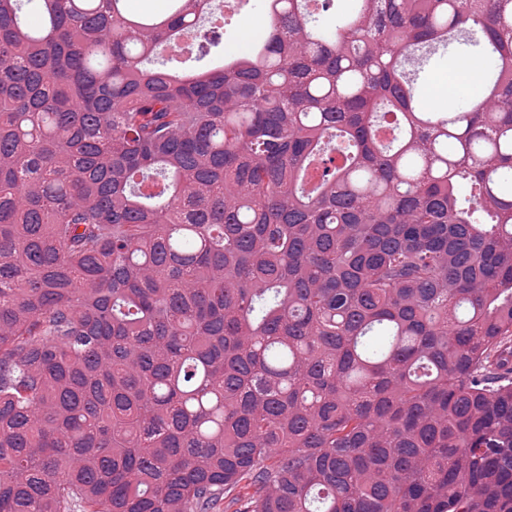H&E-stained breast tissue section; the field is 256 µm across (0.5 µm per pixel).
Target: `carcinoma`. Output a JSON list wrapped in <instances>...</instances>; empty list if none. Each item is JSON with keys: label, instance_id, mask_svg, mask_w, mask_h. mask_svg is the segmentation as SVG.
Instances as JSON below:
<instances>
[{"label": "carcinoma", "instance_id": "cac0c4a2", "mask_svg": "<svg viewBox=\"0 0 512 512\" xmlns=\"http://www.w3.org/2000/svg\"><path fill=\"white\" fill-rule=\"evenodd\" d=\"M167 2L0 0V512H512V0ZM263 0H242L239 2L238 12L231 16L224 11V26L220 29V37L217 43L211 47L210 53L200 62L187 61L186 63H177L174 60L184 61L187 57L172 58L167 60L166 56H161L155 60L154 66H160L165 63L171 69H180L190 66H204L212 58L231 55H247L253 46L257 36L264 31L269 24V18L265 13ZM226 17V18H225ZM472 50L473 48L463 41H452L447 48H440L422 69L412 75L417 95L423 103L426 102L430 93L432 107L438 111L447 112L455 100L468 96L478 87L483 77L482 61L472 55L450 59L453 54L459 52L474 54ZM446 67L447 74L448 72L452 74V80L449 82L447 78L435 75L444 72ZM463 102V99L457 100L455 107L461 106Z\"/></svg>", "mask_w": 512, "mask_h": 512}]
</instances>
